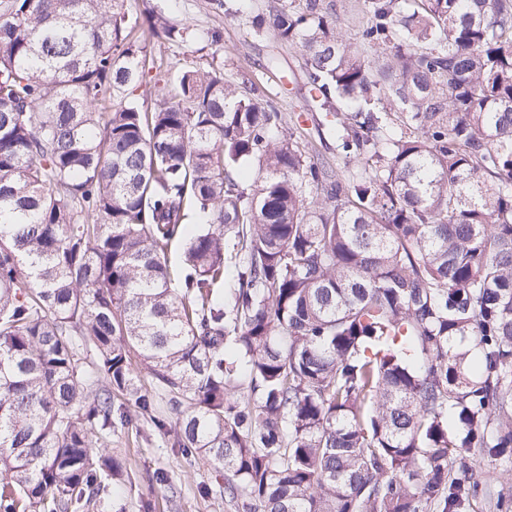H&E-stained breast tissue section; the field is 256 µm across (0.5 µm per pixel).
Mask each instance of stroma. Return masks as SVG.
Wrapping results in <instances>:
<instances>
[{"instance_id": "1", "label": "stroma", "mask_w": 512, "mask_h": 512, "mask_svg": "<svg viewBox=\"0 0 512 512\" xmlns=\"http://www.w3.org/2000/svg\"><path fill=\"white\" fill-rule=\"evenodd\" d=\"M161 4L170 20L194 29V41L182 46L142 35L148 52L178 66L184 61L205 67L223 63L225 73L239 85H256L285 116L303 119L304 127L325 160L336 158V132L328 122H315L306 106L307 91L298 48L273 35L248 36L241 15L211 8L208 0H124L123 9L136 17L152 4ZM219 42H212V35ZM276 69H268L270 57ZM107 450L122 459L133 474L123 501L126 512H243L240 504L225 499L224 472L212 463L183 456L170 437L149 418L133 414L126 427L113 429Z\"/></svg>"}]
</instances>
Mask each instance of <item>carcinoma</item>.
Wrapping results in <instances>:
<instances>
[{
  "mask_svg": "<svg viewBox=\"0 0 512 512\" xmlns=\"http://www.w3.org/2000/svg\"><path fill=\"white\" fill-rule=\"evenodd\" d=\"M122 7L0 0V512H124L114 392L249 512H512L473 464L512 465V0H362L357 44L323 0L246 16L336 168Z\"/></svg>",
  "mask_w": 512,
  "mask_h": 512,
  "instance_id": "carcinoma-1",
  "label": "carcinoma"
}]
</instances>
